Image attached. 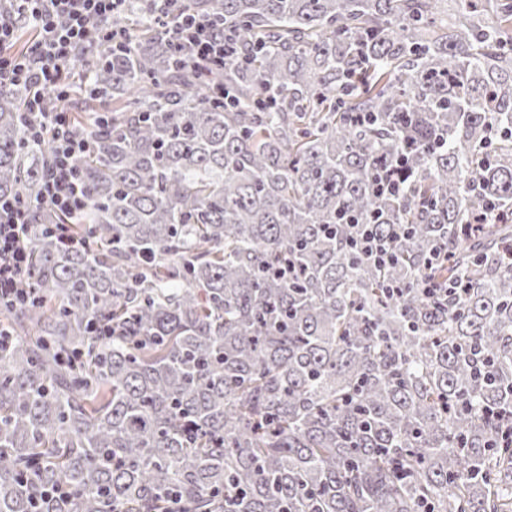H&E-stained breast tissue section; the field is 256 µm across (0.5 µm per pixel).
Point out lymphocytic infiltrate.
<instances>
[{
    "instance_id": "obj_1",
    "label": "lymphocytic infiltrate",
    "mask_w": 512,
    "mask_h": 512,
    "mask_svg": "<svg viewBox=\"0 0 512 512\" xmlns=\"http://www.w3.org/2000/svg\"><path fill=\"white\" fill-rule=\"evenodd\" d=\"M16 12L0 10V86L29 87L28 111L39 116L30 126L33 142L49 141L51 160L40 185L39 202L57 213L80 215L87 190L77 173V161L89 154L94 143L76 132L71 112L61 105L45 112L46 94L65 99L68 81L65 65L82 46L111 39L108 22L125 0H14ZM30 21L35 34L26 54L14 51L17 17ZM177 44L193 65L223 67L225 51L234 40L222 27L205 16H178ZM31 231L27 211L13 200L0 197V300L23 304L30 298L26 284L28 254L26 241Z\"/></svg>"
}]
</instances>
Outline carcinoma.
<instances>
[{"instance_id":"cac0c4a2","label":"carcinoma","mask_w":512,"mask_h":512,"mask_svg":"<svg viewBox=\"0 0 512 512\" xmlns=\"http://www.w3.org/2000/svg\"><path fill=\"white\" fill-rule=\"evenodd\" d=\"M177 7L237 58L190 67L148 0L112 15L66 63L76 218L31 206L49 142L0 88L35 288L0 303V512H512V0ZM352 249L373 258L376 264L390 263L392 258L387 242L379 239L371 227L365 228L359 239L354 241Z\"/></svg>"}]
</instances>
